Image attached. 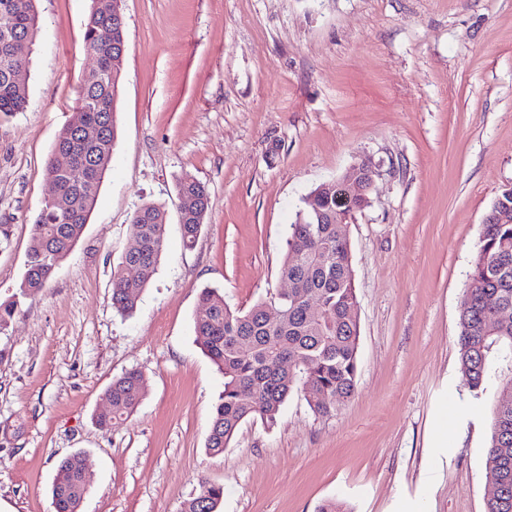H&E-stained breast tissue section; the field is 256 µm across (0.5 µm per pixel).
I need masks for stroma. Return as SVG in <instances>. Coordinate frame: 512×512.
<instances>
[{
    "label": "stroma",
    "mask_w": 512,
    "mask_h": 512,
    "mask_svg": "<svg viewBox=\"0 0 512 512\" xmlns=\"http://www.w3.org/2000/svg\"><path fill=\"white\" fill-rule=\"evenodd\" d=\"M91 0H36L28 104L0 115V302L16 293L51 192L45 163L93 60ZM117 140L85 231L0 328V512H55L60 460L85 456L80 512H180L200 479L222 512H485L490 412L462 380L458 316L485 217L512 186V0H121ZM379 169L348 226L357 390L327 415L293 396L274 425L205 450L224 389L196 341L201 289L249 310L284 289L301 199ZM209 189L193 248L176 185ZM166 242L136 312L112 306L135 209ZM146 395L93 417L126 371ZM106 395L110 405L95 416L96 425L103 430L114 420L128 418L141 403L145 396L142 374L134 369L125 372L112 382Z\"/></svg>",
    "instance_id": "obj_1"
}]
</instances>
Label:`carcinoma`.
Wrapping results in <instances>:
<instances>
[{"label": "carcinoma", "mask_w": 512, "mask_h": 512, "mask_svg": "<svg viewBox=\"0 0 512 512\" xmlns=\"http://www.w3.org/2000/svg\"><path fill=\"white\" fill-rule=\"evenodd\" d=\"M117 0H92L84 43L109 62V73L91 72L76 89L77 121L60 132L56 146L72 154L67 167L50 157L46 177L57 198L43 206L34 224L33 245L18 293L0 303V327L14 315L19 298L47 286L63 257L80 239L108 170L117 139L116 101L120 81L125 20L117 16ZM113 31V42L101 44L97 33ZM38 32L35 0H0V114L22 111L28 102V69L15 45H33ZM179 224L183 244L195 245L209 208L207 187L190 176L177 183ZM485 218L477 256L468 275L459 314V354L464 386L478 403H491L492 421L486 453V480L499 483L503 466L509 481L497 497L486 501V512H512V403L497 405L504 388L512 386V320L494 322L499 308L512 309V190L500 194ZM344 204L312 192L302 198L288 225L281 275L299 284L288 299L270 297L243 312L230 308L218 290L205 288L195 317L197 340L224 375V392L215 405L206 450L224 452L239 427L261 419L274 424L288 399L304 386L328 397L310 404L325 414L351 398L357 385L359 324L348 317L357 303L347 225L336 223ZM138 247L127 251L122 265H136L139 274L112 279V307L123 316L136 311L141 294L157 271L165 246L164 210L145 204L132 218ZM282 316L269 321L267 310ZM248 349L242 350V343ZM145 396L142 374L129 370L107 391L110 405L95 416L106 430L112 421L129 417ZM80 455L62 459L52 485L55 512H79L88 490ZM224 488L201 480L199 492L181 512H220Z\"/></svg>", "instance_id": "carcinoma-1"}]
</instances>
